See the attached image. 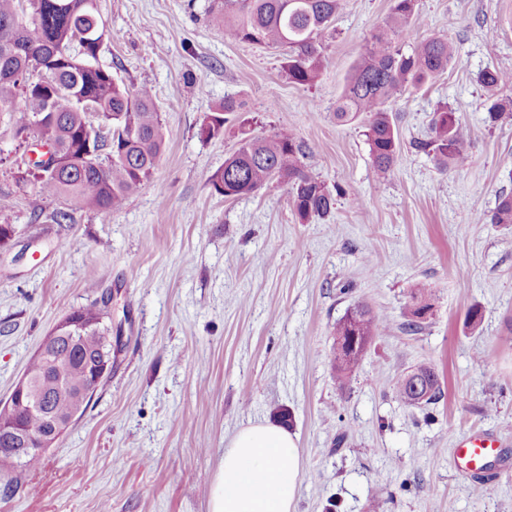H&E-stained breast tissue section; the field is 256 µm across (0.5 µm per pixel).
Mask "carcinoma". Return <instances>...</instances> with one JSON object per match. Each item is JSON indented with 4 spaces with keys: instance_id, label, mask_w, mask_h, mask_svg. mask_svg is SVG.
Instances as JSON below:
<instances>
[{
    "instance_id": "1",
    "label": "carcinoma",
    "mask_w": 512,
    "mask_h": 512,
    "mask_svg": "<svg viewBox=\"0 0 512 512\" xmlns=\"http://www.w3.org/2000/svg\"><path fill=\"white\" fill-rule=\"evenodd\" d=\"M416 0H393L391 13L367 41L365 52L347 74L336 102V119L359 120L369 148L373 178L384 179L396 163L400 142L388 103L407 89L419 88L455 65L458 50L444 36L421 37L415 12ZM344 0H217L212 22L229 40L272 48L283 55L288 81L308 86L320 77L326 38L333 35L337 14ZM107 30L97 0H0V114L8 124L1 136L26 143L39 138L58 155V168L40 170V190L49 196L72 198L91 211L120 209L153 177L166 145V132L152 90L129 87L112 72L94 64ZM493 101L487 108L488 121L496 124L512 117V99L496 97L504 85L512 84V72L486 69L477 76ZM66 96L56 101L57 118L45 111L44 102L56 89ZM24 96L26 107H16ZM100 112L108 129L97 138L87 131V109ZM241 104L232 98L208 113L199 129L211 139L224 132L226 115ZM431 138L418 148L434 155L441 170L463 168L469 161L467 135L454 112L437 111L431 123ZM96 152L98 164L86 162L84 154ZM315 153L291 131L269 137L242 134L238 147L224 159V166L209 176L219 195L239 198L275 182L287 186L296 218L306 223L314 216L328 215L335 198L315 176ZM494 224H512V194L498 196L491 215ZM409 318L402 329L415 332L424 323L422 311L432 304L423 296L411 295ZM78 314L85 325L64 321L58 328L63 339L60 361L34 358L29 372L47 409L0 407V429L21 426L36 434L51 427V414L70 411L60 390L86 384L88 373L102 363L111 327L104 322L105 310L92 306ZM388 323L364 305L348 311L336 324L343 345L334 356L339 386L361 363L373 337L386 332ZM427 384L429 405L441 396L438 375L428 365L410 370Z\"/></svg>"
}]
</instances>
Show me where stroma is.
<instances>
[{
	"instance_id": "stroma-1",
	"label": "stroma",
	"mask_w": 512,
	"mask_h": 512,
	"mask_svg": "<svg viewBox=\"0 0 512 512\" xmlns=\"http://www.w3.org/2000/svg\"><path fill=\"white\" fill-rule=\"evenodd\" d=\"M212 0H98L101 64L151 88L167 145L124 206L92 212L17 186L25 152L0 140V402L42 340L73 311L112 297V371L39 466L0 469V512H209L211 483L240 429L275 422L300 461L292 512H512V465L455 468L471 432L512 454V225L490 218L512 190V122L486 120L484 69L512 71V0H417L424 36L458 63L390 109L400 152L374 180L359 122H337L345 78L393 0H346L310 86L278 52L233 42ZM242 102L223 135L204 116ZM468 137L470 163L440 171L417 144L439 108ZM292 131L316 176L341 188L330 216L299 223L282 185L227 199L209 176L242 133ZM63 210L71 223L55 224ZM432 314L406 333L410 296ZM368 305L388 324L346 386L333 366L337 323ZM480 319L470 324L468 311ZM427 364L442 396L410 406L395 385ZM241 104L232 98H224V103L208 113L199 129L201 137L211 139L220 136L224 132V123L227 121L225 115L231 112H239Z\"/></svg>"
}]
</instances>
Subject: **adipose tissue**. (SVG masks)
<instances>
[{"instance_id": "adipose-tissue-1", "label": "adipose tissue", "mask_w": 512, "mask_h": 512, "mask_svg": "<svg viewBox=\"0 0 512 512\" xmlns=\"http://www.w3.org/2000/svg\"><path fill=\"white\" fill-rule=\"evenodd\" d=\"M299 470L291 433L276 424L248 425L224 451L209 512H291Z\"/></svg>"}]
</instances>
